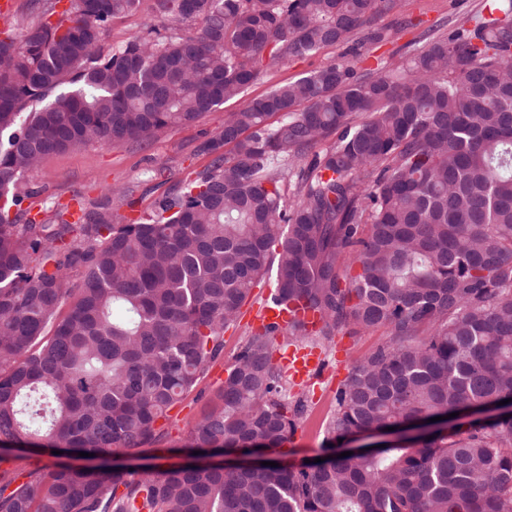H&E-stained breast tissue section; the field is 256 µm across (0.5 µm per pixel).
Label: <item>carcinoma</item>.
<instances>
[{
    "label": "carcinoma",
    "mask_w": 512,
    "mask_h": 512,
    "mask_svg": "<svg viewBox=\"0 0 512 512\" xmlns=\"http://www.w3.org/2000/svg\"><path fill=\"white\" fill-rule=\"evenodd\" d=\"M32 0L0 31V446L146 452L253 290L312 313L250 328L187 455L281 448L306 410L273 338L386 328L336 391L319 463L226 472L3 466L0 512H512V415L338 457L339 440L512 400V0L365 73L331 63L229 113L210 165L135 219L126 189L35 215L26 174L148 143L290 57L384 38L402 0ZM151 0H145L142 9L135 15L124 18L116 22L106 39L108 48L118 46L129 36L146 29L149 25L155 23V16L149 8Z\"/></svg>",
    "instance_id": "cac0c4a2"
}]
</instances>
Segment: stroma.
<instances>
[{"label":"stroma","mask_w":512,"mask_h":512,"mask_svg":"<svg viewBox=\"0 0 512 512\" xmlns=\"http://www.w3.org/2000/svg\"><path fill=\"white\" fill-rule=\"evenodd\" d=\"M480 2L402 0L399 16L379 19L378 25L386 29L387 38L382 43L364 46V67H376L406 43L424 39L428 32L474 12ZM402 18L409 20V27L399 26L398 21ZM345 59L343 49L335 47L310 57L289 59L264 71L247 89L245 97L250 100L261 96L275 84L295 80ZM223 119L224 113L219 110L204 115L193 124L167 129L158 139L146 144H92L54 154L29 172L26 179L30 187L39 191L41 198L50 197L62 204L70 203L75 197L100 198L109 187L127 189L137 208L142 209L209 165L210 156L199 152L198 147ZM268 293L265 287L255 289L238 326L224 334L222 358L210 367L198 388L171 410L166 424L165 450L159 454L158 463L167 465L184 461L182 446L189 428L195 419L217 403V390L226 369L245 341L246 329L255 326ZM390 341L389 331L383 328L357 333L345 328L338 330L332 340L315 344L319 364L304 379H293L288 383L290 395L303 397L307 404L306 413L285 446L288 462L298 464L321 454L325 446V424L335 410L338 387L365 355Z\"/></svg>","instance_id":"35a3bbf8"}]
</instances>
